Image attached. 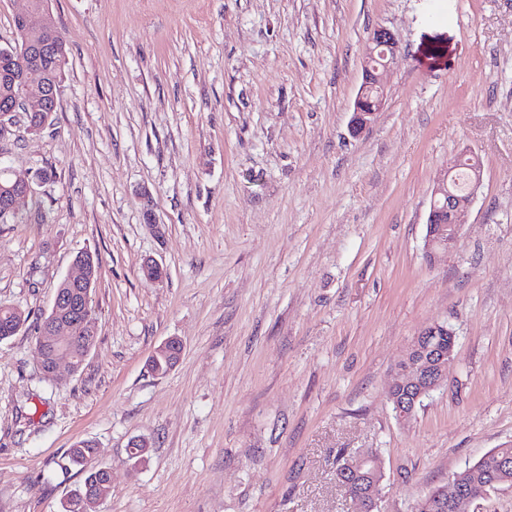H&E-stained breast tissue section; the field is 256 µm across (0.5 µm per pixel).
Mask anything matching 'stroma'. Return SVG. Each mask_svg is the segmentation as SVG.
<instances>
[{"label": "stroma", "instance_id": "35a3bbf8", "mask_svg": "<svg viewBox=\"0 0 512 512\" xmlns=\"http://www.w3.org/2000/svg\"><path fill=\"white\" fill-rule=\"evenodd\" d=\"M49 8L69 49L56 119L35 135L16 113L0 175L54 177L0 224V305L40 317L91 252L98 340L57 381L33 320L0 341V512H59L81 440L112 471L98 512H357L336 457L371 451L381 512H410L512 443V0ZM379 27L402 58L355 137ZM467 147L482 185L431 260L432 185ZM434 322L456 335L448 382L403 422L388 381ZM172 336L181 359L155 375Z\"/></svg>", "mask_w": 512, "mask_h": 512}]
</instances>
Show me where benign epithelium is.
Segmentation results:
<instances>
[{
  "instance_id": "7a95c632",
  "label": "benign epithelium",
  "mask_w": 512,
  "mask_h": 512,
  "mask_svg": "<svg viewBox=\"0 0 512 512\" xmlns=\"http://www.w3.org/2000/svg\"><path fill=\"white\" fill-rule=\"evenodd\" d=\"M41 36L33 38L29 35L30 11H25L15 18L16 38L14 45L5 54L23 60L19 74L15 77L17 94L13 104L6 111L23 112L29 122L28 130L40 131L44 125L37 123V113L53 109L57 105V87H52L45 79L43 69V48L48 43L56 23L51 14L48 2L41 4ZM399 61V40L391 30L378 27L374 29L363 54L362 82L352 105L350 130L353 136L363 134L374 122L384 104L387 76ZM377 93L370 105H364L366 97ZM459 160H452L448 167L433 184L431 189L432 205L429 207L426 221L425 252L430 258L441 253L454 251L459 243V232L464 218L482 184L483 170L474 171L465 194L459 195L449 187L451 174L457 169ZM35 195L33 182L16 179L3 194L0 212L15 215L29 199ZM454 334L446 324L433 323L422 327L413 338L404 359L400 362L388 387L389 399L394 404L395 412L405 418L413 409V404L394 400L393 386L399 384L424 397L443 386L447 381L448 363L451 361L455 348V340L448 341V346L422 348L421 343L438 332ZM46 335L57 341L51 356L39 354L41 370L49 377L58 378L60 361L68 360L69 370L78 372V357L66 340L67 330L54 322L46 328ZM448 495V512H461L466 504L473 501L464 481L458 475L444 489ZM383 498L381 484H376L364 492L357 493L355 499L366 503L364 512H379V503Z\"/></svg>"
}]
</instances>
